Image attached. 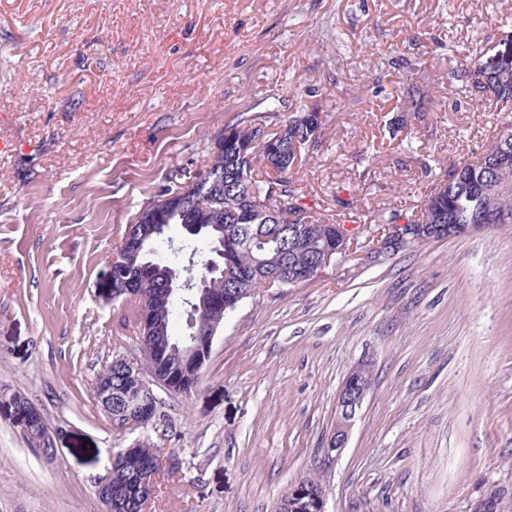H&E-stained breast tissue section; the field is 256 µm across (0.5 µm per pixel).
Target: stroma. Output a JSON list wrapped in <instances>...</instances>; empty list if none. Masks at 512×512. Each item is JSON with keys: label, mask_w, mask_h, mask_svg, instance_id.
Segmentation results:
<instances>
[{"label": "stroma", "mask_w": 512, "mask_h": 512, "mask_svg": "<svg viewBox=\"0 0 512 512\" xmlns=\"http://www.w3.org/2000/svg\"><path fill=\"white\" fill-rule=\"evenodd\" d=\"M512 32V0H0V512H106L115 451L173 456L151 512H275L317 474L326 512H512V223L246 299L192 392L116 429L92 385L139 353L137 304L97 293L126 226L227 126L324 124L292 176L326 216L419 210L503 113L448 79ZM424 78L403 111L405 63ZM372 381L324 453L348 375ZM25 396L55 437L15 426Z\"/></svg>", "instance_id": "obj_1"}]
</instances>
